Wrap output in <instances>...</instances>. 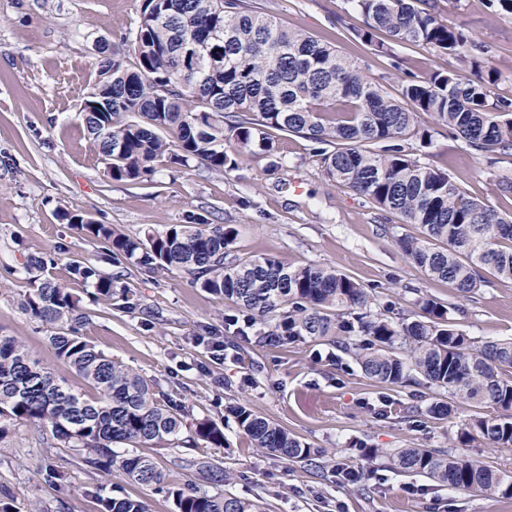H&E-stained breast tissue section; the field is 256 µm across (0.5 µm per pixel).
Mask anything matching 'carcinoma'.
I'll return each mask as SVG.
<instances>
[{"mask_svg":"<svg viewBox=\"0 0 512 512\" xmlns=\"http://www.w3.org/2000/svg\"><path fill=\"white\" fill-rule=\"evenodd\" d=\"M364 18L354 35L372 54L389 56L410 43L448 58V67L403 81L390 97L368 65L302 29L287 28L250 0H141L138 21L123 42L102 49L96 78L81 105L87 131L114 181L137 182L173 161L195 162L226 175L240 158L259 155L272 172L285 167L278 134L316 144L326 178L370 200L421 237L398 245L428 276L468 295L486 275L512 280V212L465 195L448 173L406 151L432 135L416 124L433 115L448 132L481 153L512 151V98L495 92L499 73L462 17L443 22L437 0H352ZM383 31L389 42L375 40ZM215 35V52H194ZM112 258L147 272L189 276L191 284L232 304L228 322L246 318L259 336L326 339L348 354L364 376L391 387L423 385L428 415L446 420L461 399L494 415L473 419L475 434L496 448L512 447V341L474 345L431 297L421 313L394 319L373 310L374 295L357 280L317 264L292 267L275 256L243 258L230 250V224H172L142 239L112 224L61 212ZM29 262L22 307L47 327L58 358L95 390L87 398L55 381L16 339L0 336V440L10 426L50 429L56 444L86 452L84 463L114 469L141 485L164 477L138 448L183 442L184 415L162 406L147 380L118 365L81 333L80 299ZM72 274L94 280L112 298V279L81 263ZM239 432L266 454L313 461L314 449L279 424L238 403L229 407ZM190 441L224 446L209 419L193 424ZM134 452L116 454L114 446ZM399 473L427 477L454 490L512 498V474L468 454L441 448H399L386 454ZM175 512H265L261 501L194 489L172 492ZM104 512H147L129 496L103 500Z\"/></svg>","mask_w":512,"mask_h":512,"instance_id":"cac0c4a2","label":"carcinoma"}]
</instances>
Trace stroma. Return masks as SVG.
Returning a JSON list of instances; mask_svg holds the SVG:
<instances>
[{
	"mask_svg": "<svg viewBox=\"0 0 512 512\" xmlns=\"http://www.w3.org/2000/svg\"><path fill=\"white\" fill-rule=\"evenodd\" d=\"M258 2L284 24L364 60L393 97L406 74L423 77L446 64L409 43L395 46L390 57L372 54L351 35L364 24L351 0ZM139 7L140 0H0V336L18 340L55 380L89 393L56 357L45 327L20 304L29 259L55 256L49 272L79 296L88 318L83 336L142 375L160 403L182 410L188 422H216L226 445L152 452L167 486L160 493L119 472L91 469L83 451L56 447L49 429L21 424L0 441V504L8 512H102L103 498L130 495L142 498L148 512H174L172 490L189 486L259 497L269 512H512V498L452 490L368 455L372 448H440L462 436L466 452L512 473V447L469 438L476 414L469 404L455 402L452 418L434 422L423 412L427 398L412 388L374 383L322 342L261 343L253 329L225 327L227 303L192 287L187 275L116 264L102 245L59 219L65 210L140 236L171 224H237L242 231L233 248L240 256L335 268L371 288L399 317L415 316L419 299L429 296L472 340L512 338V280L491 279L465 297L430 278L396 244L418 235V226L328 180L303 137L281 135L288 168L273 174L265 161L252 159L224 176L169 163L149 181L112 180L80 108L95 78L99 43L119 42ZM459 9L500 74L499 93L511 95L512 15L492 14L487 0H461ZM418 121L432 143L416 148L417 159L447 171L468 196L512 209V194L499 186L512 178L511 154L487 162L429 114ZM75 261L110 277L114 299L95 298L92 285L73 278ZM122 294L133 309L120 308ZM239 402L322 449L321 467L252 448L228 412ZM340 464L362 470L363 480H343Z\"/></svg>",
	"mask_w": 512,
	"mask_h": 512,
	"instance_id": "stroma-1",
	"label": "stroma"
}]
</instances>
